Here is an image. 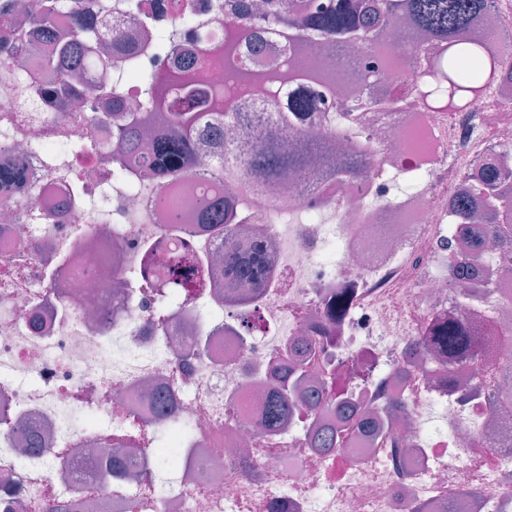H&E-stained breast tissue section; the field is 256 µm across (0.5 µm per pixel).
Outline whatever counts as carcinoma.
Segmentation results:
<instances>
[{
    "instance_id": "cac0c4a2",
    "label": "carcinoma",
    "mask_w": 512,
    "mask_h": 512,
    "mask_svg": "<svg viewBox=\"0 0 512 512\" xmlns=\"http://www.w3.org/2000/svg\"><path fill=\"white\" fill-rule=\"evenodd\" d=\"M173 13L184 27L195 24L193 0H171ZM215 12H224V35L207 46L199 36L173 42L166 28L141 23V38L131 42L120 29L102 31L95 27L86 10L85 0H36L15 13L0 11V29L13 30L36 58L38 71L25 76L20 65L9 59L10 47L0 42V85L10 84L25 107L32 111L33 97L46 96L57 106L50 113L53 122L62 120L96 121L84 106L102 100L120 101L125 83L137 86L142 99L139 112L118 108L108 113L115 128V142L107 159L112 181L137 188L152 180H180L199 175L197 158L212 155L211 168L222 173L227 183L244 194L263 197L283 189V172L291 170L299 182L320 166L322 173L334 179H350L369 173L370 142L362 139L347 159L328 154L319 144L310 143L301 151L288 148V141L266 136L267 120L283 127L304 120L308 113L337 99L341 72L314 57L291 54L303 42L346 47L371 52L383 35L395 29L402 19L427 32L431 43L415 49L419 71L398 93L388 90L351 98L346 106L336 107L339 121L360 120V112H398L417 102L431 109L461 112L468 101L500 87L502 62L477 41L465 38L472 23L488 8L487 0H258L244 6L213 4ZM265 26L283 44L282 63L290 69L286 87L267 84L262 94V112L250 119L240 115L242 91L237 75L258 78L261 73L249 68V54L256 51V30ZM153 47L173 51L172 69H146L141 57ZM204 68L214 61L224 66V81L203 82L190 62ZM103 67L112 72V80L99 82L92 69ZM162 118L158 136L151 143L148 163L135 164L136 133ZM243 121L245 137L216 142L212 133L218 127ZM498 161L488 160L481 179L455 206V222L469 224L478 212H484L490 224L487 235L499 230L495 221L512 219V194L501 191L496 183ZM200 216L207 224H220L225 233L229 225L242 224L246 218L228 210L223 202L203 201ZM452 260L450 272L464 276L476 261L472 253L456 255L455 241H446ZM204 263L191 253H174L169 258L164 278H145L146 285H167L189 291L199 287L198 276ZM224 270L241 281L254 284L267 276V253L263 244L239 252L228 251ZM493 329L478 332L475 326L452 315L436 317L414 346L422 351V362L434 372L453 370L460 364H480V357L493 340ZM318 359L316 352L301 354L291 380L280 383L269 396L264 411V427L275 433L299 405L297 385L309 374V365ZM327 391L311 396L307 405H333L344 425L352 424L353 410L336 396L335 373L323 371ZM316 448L342 447L341 429L319 430L312 434Z\"/></svg>"
}]
</instances>
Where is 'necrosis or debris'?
Returning <instances> with one entry per match:
<instances>
[{
    "mask_svg": "<svg viewBox=\"0 0 512 512\" xmlns=\"http://www.w3.org/2000/svg\"><path fill=\"white\" fill-rule=\"evenodd\" d=\"M468 36L507 58L512 0H489ZM398 62L374 90L411 79L413 47L429 36L400 22ZM0 88V159L21 167L28 187L0 196V512H512V415L492 418L475 370L447 386L411 359L412 339L436 314L490 320L502 334L491 391L512 393V225L483 238L482 281L448 282L443 239L461 232L452 204L484 160L512 144V84L471 99L467 111L365 113L372 173L318 179L257 203L224 179L160 182L129 193L108 185L104 145L112 124L33 125ZM355 128L334 133L321 113L274 130L293 148L327 142L349 151ZM86 142L76 155L53 145ZM423 176L396 195L391 178ZM88 177L76 201L71 175ZM206 191L251 214L241 242L262 240L270 277L251 290L224 277L213 255L224 243L189 214L163 238L164 199ZM161 245L145 259L140 245ZM207 258L205 286L158 305L143 267L167 268L171 253ZM351 301L342 321L325 312L337 289ZM263 328L244 332L241 314ZM336 341L327 352L352 365L345 396L378 389L406 418L384 435L359 429L346 447L323 450L311 429L334 412L299 406L276 433L262 430L272 369L288 344ZM36 434L40 457L21 452Z\"/></svg>",
    "mask_w": 512,
    "mask_h": 512,
    "instance_id": "1",
    "label": "necrosis or debris"
}]
</instances>
